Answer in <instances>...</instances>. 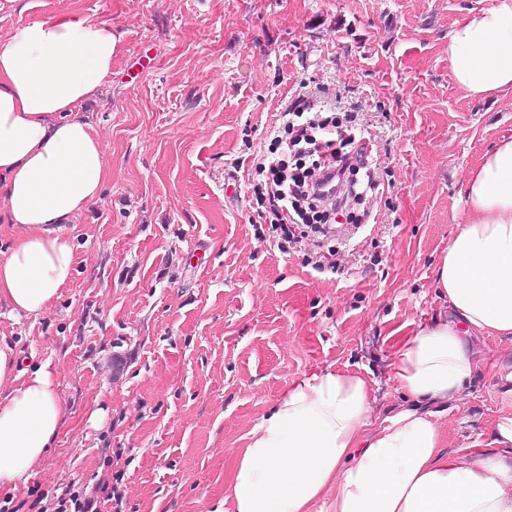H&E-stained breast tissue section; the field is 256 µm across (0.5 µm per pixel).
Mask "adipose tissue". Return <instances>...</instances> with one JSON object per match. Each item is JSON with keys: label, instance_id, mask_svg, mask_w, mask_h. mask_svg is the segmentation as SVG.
I'll list each match as a JSON object with an SVG mask.
<instances>
[{"label": "adipose tissue", "instance_id": "obj_1", "mask_svg": "<svg viewBox=\"0 0 512 512\" xmlns=\"http://www.w3.org/2000/svg\"><path fill=\"white\" fill-rule=\"evenodd\" d=\"M121 33L91 19L17 26L0 42V306L40 315L75 275L67 233L101 196V141L80 117L112 73ZM448 63L466 96L512 93V0L469 10L448 31ZM466 219L441 253L435 286L450 314L402 339L390 379L408 402L371 426V381L333 367L289 386L229 472L234 512H512V360L495 377L500 410L485 447L448 455L440 405L476 364L467 339L512 342V137L487 149L463 190ZM0 341V493L44 460L64 426L50 364L28 375Z\"/></svg>", "mask_w": 512, "mask_h": 512}]
</instances>
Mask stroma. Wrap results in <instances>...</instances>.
<instances>
[{
  "label": "stroma",
  "instance_id": "stroma-1",
  "mask_svg": "<svg viewBox=\"0 0 512 512\" xmlns=\"http://www.w3.org/2000/svg\"><path fill=\"white\" fill-rule=\"evenodd\" d=\"M492 0H0V38L36 19L91 18L123 35L96 102L81 107L107 163L99 201L68 232L73 282L42 315L0 308L22 369L50 362L65 427L0 512H55L70 487L117 485L120 512H233L227 471L288 386L327 366L373 381L398 337L447 304L440 253L464 216L468 170L512 136V94L468 98L448 30ZM325 115L351 111L384 192L374 224L280 251L253 200L255 168L301 84ZM477 369L441 417L459 457L488 441L493 364L512 343L473 336ZM104 412L92 420L95 409Z\"/></svg>",
  "mask_w": 512,
  "mask_h": 512
}]
</instances>
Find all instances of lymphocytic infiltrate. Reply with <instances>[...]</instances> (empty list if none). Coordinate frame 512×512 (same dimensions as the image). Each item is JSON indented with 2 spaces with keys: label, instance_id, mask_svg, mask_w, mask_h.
Wrapping results in <instances>:
<instances>
[{
  "label": "lymphocytic infiltrate",
  "instance_id": "1",
  "mask_svg": "<svg viewBox=\"0 0 512 512\" xmlns=\"http://www.w3.org/2000/svg\"><path fill=\"white\" fill-rule=\"evenodd\" d=\"M280 118L289 134L287 151L314 155L318 161L310 170L300 165L290 170L282 159L270 158L267 180L255 191L256 203L266 209L270 224L285 242L294 240L299 224L322 236H333L340 218L347 215L350 198L376 195L379 185L370 177L357 187L341 186L328 199L318 189V177L332 170L342 179L351 170L367 168L366 147L357 141L353 127L316 111L312 93L298 94Z\"/></svg>",
  "mask_w": 512,
  "mask_h": 512
}]
</instances>
